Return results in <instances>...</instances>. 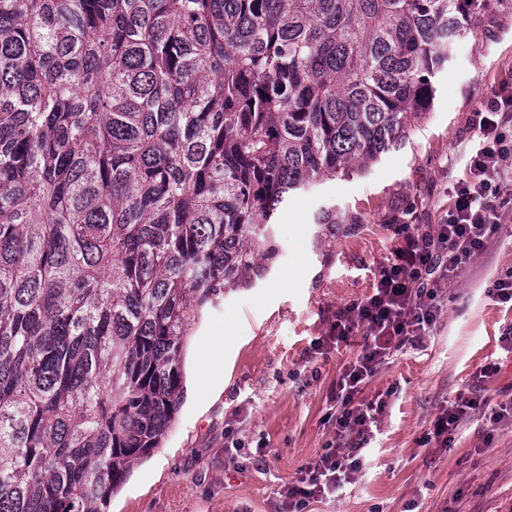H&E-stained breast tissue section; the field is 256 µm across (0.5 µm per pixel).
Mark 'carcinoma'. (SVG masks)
I'll list each match as a JSON object with an SVG mask.
<instances>
[{"mask_svg": "<svg viewBox=\"0 0 512 512\" xmlns=\"http://www.w3.org/2000/svg\"><path fill=\"white\" fill-rule=\"evenodd\" d=\"M479 0H0V512H104L294 191L428 112Z\"/></svg>", "mask_w": 512, "mask_h": 512, "instance_id": "1", "label": "carcinoma"}]
</instances>
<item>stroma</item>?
<instances>
[{
    "label": "stroma",
    "instance_id": "35a3bbf8",
    "mask_svg": "<svg viewBox=\"0 0 512 512\" xmlns=\"http://www.w3.org/2000/svg\"><path fill=\"white\" fill-rule=\"evenodd\" d=\"M512 83V0H492L436 79L430 111L405 138L361 170L291 195L270 229L277 256L225 289L183 338V397L157 448L131 466L108 512H278L282 494L334 439L330 397L361 337L326 348L338 310L368 296L401 237L432 233L448 214L482 139L475 113ZM325 208L341 218L321 234ZM512 271V208L483 251L439 288L440 311L420 342L405 344L362 393L385 396L356 483L306 512H512V421L496 419L512 400V352L501 336L512 305L489 295ZM223 343H216V336ZM496 373L481 377V369ZM481 406L448 447L426 442L436 417L458 396ZM265 454L233 467L224 435Z\"/></svg>",
    "mask_w": 512,
    "mask_h": 512
}]
</instances>
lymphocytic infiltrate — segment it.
I'll list each match as a JSON object with an SVG mask.
<instances>
[{"instance_id": "obj_1", "label": "lymphocytic infiltrate", "mask_w": 512, "mask_h": 512, "mask_svg": "<svg viewBox=\"0 0 512 512\" xmlns=\"http://www.w3.org/2000/svg\"><path fill=\"white\" fill-rule=\"evenodd\" d=\"M484 139L467 175L458 182L445 223L416 238L399 225L404 243L382 266L372 294L336 313L328 345L361 336V350L344 366L333 400L336 438L310 460L284 494L287 512H304L311 500L335 497L361 471V452L377 417L382 397L362 392L379 367L405 342L419 339L436 320L441 281L453 278L501 222L500 205L512 202V86L500 87L475 114Z\"/></svg>"}]
</instances>
